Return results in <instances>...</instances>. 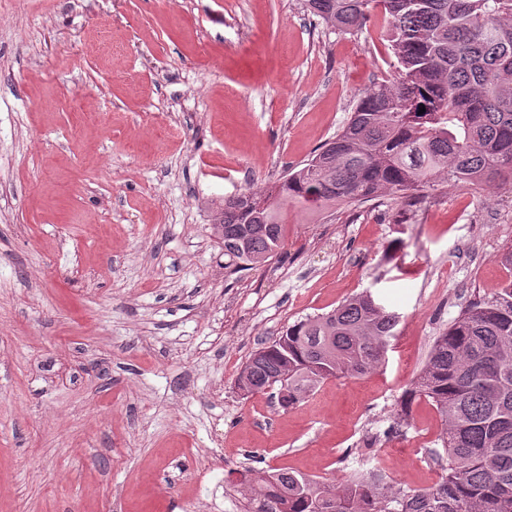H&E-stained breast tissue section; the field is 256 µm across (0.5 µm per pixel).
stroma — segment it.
Wrapping results in <instances>:
<instances>
[{
    "label": "stroma",
    "mask_w": 512,
    "mask_h": 512,
    "mask_svg": "<svg viewBox=\"0 0 512 512\" xmlns=\"http://www.w3.org/2000/svg\"><path fill=\"white\" fill-rule=\"evenodd\" d=\"M397 60L305 0H0V512H243L238 471L414 489L444 425L414 400L448 324L512 274V187L439 183L321 213L231 272L215 205L338 133ZM371 291L400 315L385 363L284 409L250 354Z\"/></svg>",
    "instance_id": "1"
}]
</instances>
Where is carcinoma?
I'll use <instances>...</instances> for the list:
<instances>
[{
    "label": "carcinoma",
    "mask_w": 512,
    "mask_h": 512,
    "mask_svg": "<svg viewBox=\"0 0 512 512\" xmlns=\"http://www.w3.org/2000/svg\"><path fill=\"white\" fill-rule=\"evenodd\" d=\"M342 32L378 10L399 77L373 83L335 137L279 182L224 199L214 224L228 266L267 262L285 239L284 210L324 211L405 195L435 182L512 183V0H307ZM425 112H420V108ZM399 313L365 291L306 317L257 349L239 378L288 388V405L322 382L384 361ZM444 421L435 486H396L375 469L341 485L281 468L242 472L249 512H512V279L468 304L438 336L401 404Z\"/></svg>",
    "instance_id": "1"
}]
</instances>
